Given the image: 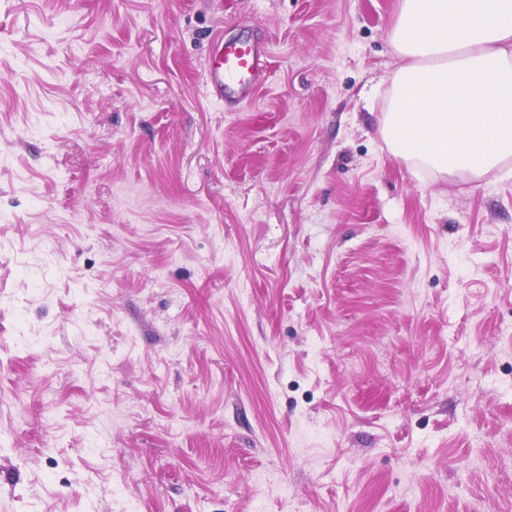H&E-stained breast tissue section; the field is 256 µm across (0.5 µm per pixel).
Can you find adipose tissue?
Instances as JSON below:
<instances>
[{"instance_id":"obj_1","label":"adipose tissue","mask_w":512,"mask_h":512,"mask_svg":"<svg viewBox=\"0 0 512 512\" xmlns=\"http://www.w3.org/2000/svg\"><path fill=\"white\" fill-rule=\"evenodd\" d=\"M391 42L405 64L378 132L394 156L476 179L512 161V0H400Z\"/></svg>"}]
</instances>
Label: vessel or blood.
Returning <instances> with one entry per match:
<instances>
[{
  "label": "vessel or blood",
  "instance_id": "obj_1",
  "mask_svg": "<svg viewBox=\"0 0 512 512\" xmlns=\"http://www.w3.org/2000/svg\"><path fill=\"white\" fill-rule=\"evenodd\" d=\"M267 58V48L259 40L213 36L204 66L208 95L229 110L247 104L267 69Z\"/></svg>",
  "mask_w": 512,
  "mask_h": 512
}]
</instances>
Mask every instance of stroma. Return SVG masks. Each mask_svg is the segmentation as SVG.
<instances>
[{
  "label": "stroma",
  "instance_id": "35a3bbf8",
  "mask_svg": "<svg viewBox=\"0 0 512 512\" xmlns=\"http://www.w3.org/2000/svg\"><path fill=\"white\" fill-rule=\"evenodd\" d=\"M399 6L0 0V512H512V173L390 154ZM268 51L257 39H211L204 66L205 88L209 96L223 102L227 110L253 99L267 69Z\"/></svg>",
  "mask_w": 512,
  "mask_h": 512
}]
</instances>
